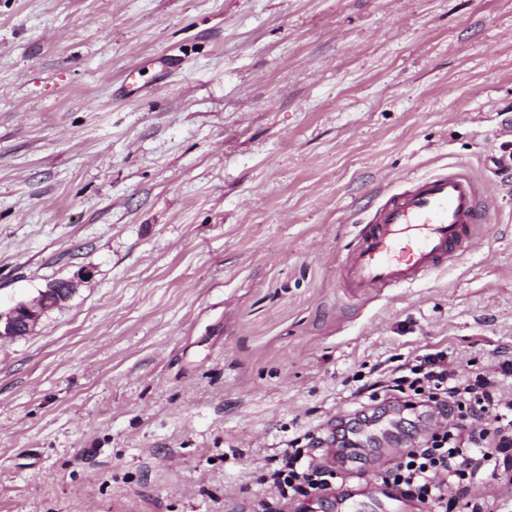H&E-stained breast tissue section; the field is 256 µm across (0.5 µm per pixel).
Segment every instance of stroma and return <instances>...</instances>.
<instances>
[{"label":"stroma","instance_id":"obj_1","mask_svg":"<svg viewBox=\"0 0 512 512\" xmlns=\"http://www.w3.org/2000/svg\"><path fill=\"white\" fill-rule=\"evenodd\" d=\"M512 0H0V512H222L351 418V378L512 348ZM461 167L492 200L411 287L340 267L384 194ZM341 474L376 479L438 418ZM74 279L50 283L33 299L20 302L6 313L0 312V336H23L31 333L49 306L58 307L75 292Z\"/></svg>","mask_w":512,"mask_h":512}]
</instances>
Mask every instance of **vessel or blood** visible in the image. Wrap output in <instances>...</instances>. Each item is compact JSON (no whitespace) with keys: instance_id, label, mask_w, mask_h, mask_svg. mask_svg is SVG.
I'll return each instance as SVG.
<instances>
[{"instance_id":"1","label":"vessel or blood","mask_w":512,"mask_h":512,"mask_svg":"<svg viewBox=\"0 0 512 512\" xmlns=\"http://www.w3.org/2000/svg\"><path fill=\"white\" fill-rule=\"evenodd\" d=\"M487 220V208L464 173L414 178L363 225L341 266L343 283L355 293L418 283L456 249H473L472 228Z\"/></svg>"}]
</instances>
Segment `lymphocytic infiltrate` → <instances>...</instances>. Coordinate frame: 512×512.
<instances>
[{
    "instance_id": "obj_1",
    "label": "lymphocytic infiltrate",
    "mask_w": 512,
    "mask_h": 512,
    "mask_svg": "<svg viewBox=\"0 0 512 512\" xmlns=\"http://www.w3.org/2000/svg\"><path fill=\"white\" fill-rule=\"evenodd\" d=\"M357 399H403L410 408H432L446 419L422 445L405 449L380 477L383 486L416 502L421 512H479L478 500L457 495L471 475L474 454H481L490 476L512 464V350L494 353L487 369L473 372L433 349L396 366L380 362L353 389ZM321 437L308 430L266 456L259 478L265 491L235 494L239 512H283L332 490L336 475L320 462Z\"/></svg>"
}]
</instances>
